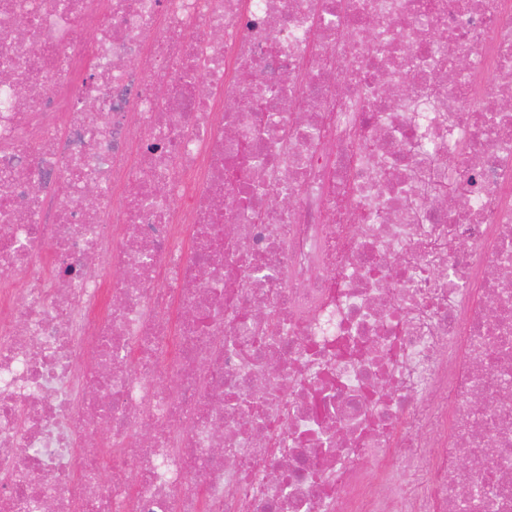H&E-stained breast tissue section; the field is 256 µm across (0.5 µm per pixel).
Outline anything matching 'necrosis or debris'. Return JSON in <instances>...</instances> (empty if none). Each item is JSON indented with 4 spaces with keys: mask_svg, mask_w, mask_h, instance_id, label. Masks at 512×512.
<instances>
[{
    "mask_svg": "<svg viewBox=\"0 0 512 512\" xmlns=\"http://www.w3.org/2000/svg\"><path fill=\"white\" fill-rule=\"evenodd\" d=\"M0 17V512H512V0Z\"/></svg>",
    "mask_w": 512,
    "mask_h": 512,
    "instance_id": "1",
    "label": "necrosis or debris"
}]
</instances>
